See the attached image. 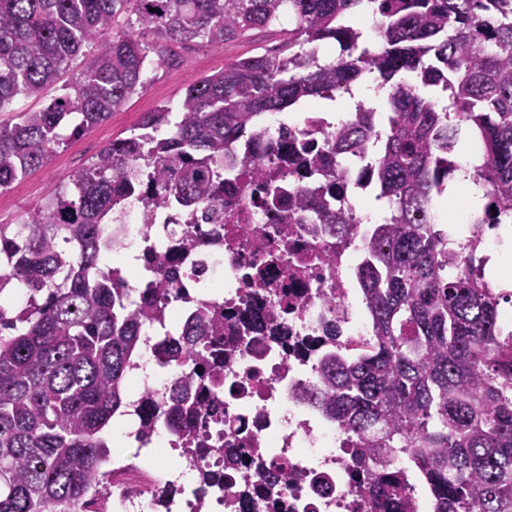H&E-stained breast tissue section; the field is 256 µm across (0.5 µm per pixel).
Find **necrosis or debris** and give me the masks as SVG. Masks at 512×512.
Instances as JSON below:
<instances>
[{
    "instance_id": "necrosis-or-debris-1",
    "label": "necrosis or debris",
    "mask_w": 512,
    "mask_h": 512,
    "mask_svg": "<svg viewBox=\"0 0 512 512\" xmlns=\"http://www.w3.org/2000/svg\"><path fill=\"white\" fill-rule=\"evenodd\" d=\"M287 127L279 113L269 112L250 147L227 146L224 179L230 187L219 218H206L201 209L150 213L133 200L100 227L102 237L137 266L138 288L151 287L154 278L146 257L160 255L183 295L166 327L147 322L141 329L136 368L145 374L143 391L128 402L124 421L128 438L147 453L185 446L166 421L142 426L148 398L167 395L188 370L184 364L160 362L154 345L166 338L180 341L204 301L223 305L228 337L241 332L240 312L265 316L246 347L225 358L207 392L220 402L222 422L197 427L211 464H223L227 449H235L239 471L251 477V492L234 497V483L221 475L210 483L179 484L171 470L116 463L105 487L107 512H196L201 502L208 512H369L365 499L351 493L355 461L343 452L349 435L325 415L314 393L322 386V359L372 334L356 274L373 229L348 199L343 206L353 222L343 236L302 214L290 223L271 222L243 161L250 156L264 168L275 167L271 146ZM194 235L199 245L180 251L182 237ZM217 240L224 243L218 257L208 248ZM259 457L266 468L288 472L277 497L263 492L265 477L255 464ZM173 483L177 491L158 498L159 486Z\"/></svg>"
}]
</instances>
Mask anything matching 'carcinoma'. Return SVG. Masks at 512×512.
Wrapping results in <instances>:
<instances>
[{"label":"carcinoma","mask_w":512,"mask_h":512,"mask_svg":"<svg viewBox=\"0 0 512 512\" xmlns=\"http://www.w3.org/2000/svg\"><path fill=\"white\" fill-rule=\"evenodd\" d=\"M122 15L124 30L99 39ZM364 15L374 51L360 47ZM285 17L292 28L277 50L192 83L175 122L157 107L28 217L25 237L0 224V295L16 282L28 297L17 310L0 303V512H77L96 496L142 324L166 321L181 299L155 258V287L129 303L101 264L100 225L131 198L147 210L224 203V145L252 142L267 112L335 101L368 79L383 93L386 128L376 107L358 103L319 142L288 136L281 157L303 156L311 188L287 192L280 171L253 164L273 221L286 205L338 232L352 223L329 204L344 188V156H371L375 200L386 208L358 274L374 335L355 356L322 361L319 400L354 436L353 493L371 507L412 512L406 474L388 471L399 448L432 512H512V330L500 321L512 292L492 293L481 262L437 229L463 140L479 155L464 179L485 199L470 237L512 224V0H0V112L44 98L74 60L89 58L64 94L0 123V190L121 109L144 88L150 55L165 65L178 44L221 49ZM143 29L158 41L143 42ZM330 42L338 53L325 60ZM223 331L224 312L201 304L183 350L155 348L193 368L168 400L148 399L144 426L163 418L193 436L198 419L218 418L216 402L202 398L217 368L206 354L249 340L226 341Z\"/></svg>","instance_id":"carcinoma-1"}]
</instances>
